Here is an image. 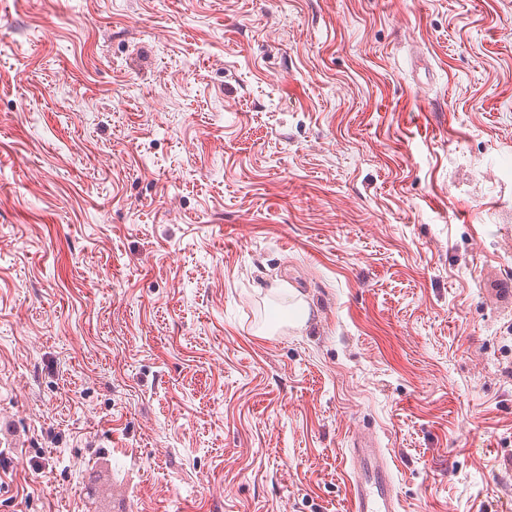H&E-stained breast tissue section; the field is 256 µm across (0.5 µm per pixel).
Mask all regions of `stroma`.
Here are the masks:
<instances>
[{
    "instance_id": "stroma-1",
    "label": "stroma",
    "mask_w": 512,
    "mask_h": 512,
    "mask_svg": "<svg viewBox=\"0 0 512 512\" xmlns=\"http://www.w3.org/2000/svg\"><path fill=\"white\" fill-rule=\"evenodd\" d=\"M510 102L512 0H0V512H512ZM274 290L281 296L287 307L294 312V320L289 321L288 324L298 330L304 329L309 320V306L301 291L291 286H288V288L277 287ZM288 302H290L289 305ZM348 512H400L401 500L385 448L375 439L358 436L347 448Z\"/></svg>"
}]
</instances>
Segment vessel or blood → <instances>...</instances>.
Instances as JSON below:
<instances>
[{"mask_svg":"<svg viewBox=\"0 0 512 512\" xmlns=\"http://www.w3.org/2000/svg\"><path fill=\"white\" fill-rule=\"evenodd\" d=\"M348 512H401L392 465L375 439L355 437L347 450Z\"/></svg>","mask_w":512,"mask_h":512,"instance_id":"obj_1","label":"vessel or blood"}]
</instances>
